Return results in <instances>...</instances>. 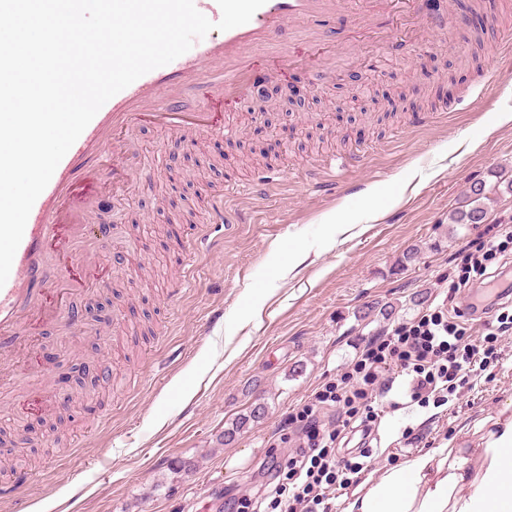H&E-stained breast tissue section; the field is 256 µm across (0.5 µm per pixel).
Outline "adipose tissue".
Segmentation results:
<instances>
[{
    "label": "adipose tissue",
    "instance_id": "1",
    "mask_svg": "<svg viewBox=\"0 0 512 512\" xmlns=\"http://www.w3.org/2000/svg\"><path fill=\"white\" fill-rule=\"evenodd\" d=\"M344 512H512V418L479 448H437L367 478Z\"/></svg>",
    "mask_w": 512,
    "mask_h": 512
}]
</instances>
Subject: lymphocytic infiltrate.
<instances>
[{"mask_svg":"<svg viewBox=\"0 0 512 512\" xmlns=\"http://www.w3.org/2000/svg\"><path fill=\"white\" fill-rule=\"evenodd\" d=\"M512 244V224L498 221L487 225L474 248L464 250L461 272H448V295L456 297L470 288L498 283L500 272L488 262L505 254ZM495 337L473 339L465 323L449 319L442 309L426 310L400 323L391 332L373 337L335 383L311 394L301 409L290 412L284 429L294 432L298 445L286 457L271 456L261 464L265 480L240 502L225 492L224 506L238 512H333L336 491L348 484L349 475L359 473L368 447H361L359 460L341 456L336 442L347 431L360 430L370 436L378 419L374 405L389 393L397 378H405L406 395L413 404H424L437 392L465 382L475 369L499 362L493 347Z\"/></svg>","mask_w":512,"mask_h":512,"instance_id":"lymphocytic-infiltrate-1","label":"lymphocytic infiltrate"}]
</instances>
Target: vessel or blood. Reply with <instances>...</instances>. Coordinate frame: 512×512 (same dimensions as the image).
Returning a JSON list of instances; mask_svg holds the SVG:
<instances>
[{"mask_svg": "<svg viewBox=\"0 0 512 512\" xmlns=\"http://www.w3.org/2000/svg\"><path fill=\"white\" fill-rule=\"evenodd\" d=\"M417 0H354L350 15L356 31L374 36L382 49L395 44L393 29L417 18ZM343 0H266L251 20L200 41L171 63L143 75L97 112L55 169L35 201L9 277L0 287V349L22 351L29 335L56 314L67 297L98 284L102 269L76 266L78 239L111 223L102 206L107 180L129 181L124 165L127 137L152 124L187 143L194 132H220L224 115L218 103L239 99L252 81L257 57L276 35L302 23L309 47L322 40L321 22L333 19ZM204 89L203 101L188 109V88Z\"/></svg>", "mask_w": 512, "mask_h": 512, "instance_id": "obj_1", "label": "vessel or blood"}]
</instances>
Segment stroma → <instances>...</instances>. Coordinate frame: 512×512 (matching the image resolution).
I'll use <instances>...</instances> for the list:
<instances>
[{
    "label": "stroma",
    "instance_id": "stroma-1",
    "mask_svg": "<svg viewBox=\"0 0 512 512\" xmlns=\"http://www.w3.org/2000/svg\"><path fill=\"white\" fill-rule=\"evenodd\" d=\"M469 3L422 7L419 46L371 59L361 98L411 91L392 118L336 114L349 100L346 63L327 68L314 58L291 67L265 53L255 84L296 82L315 92L286 119L294 136L275 162L284 176L267 189L252 188L260 166L243 152L261 150L279 129L246 135L252 95L225 107L232 134H199L177 152L155 126L131 133L125 162L136 181L109 197L118 227L81 246L82 259L108 278L61 307L66 314L99 305L120 318L100 324L96 343L83 321L40 328L0 401V427L65 410L68 434L59 442L48 431L40 447L13 448L23 463L0 475V512H19L22 492L27 504L52 503V512H198L224 488L248 494L269 451L291 448L281 431L289 412L337 379L372 336L442 303L441 276L484 231L448 222L470 184L492 190L488 222L512 217V194L498 188L512 180V121L502 119L512 113V60L493 58L512 34V0H483L482 49L464 63ZM412 112L436 119L410 128ZM234 184L240 191L225 199L222 227L200 243L213 197ZM415 245L419 259L403 263ZM117 279L128 286L115 294ZM386 302L396 308L390 319H358ZM496 346L502 366L472 377L452 402L385 409L370 436L373 458L341 498L414 455L480 447L496 420L512 414V327ZM59 357L102 359L108 374L82 396L77 386L60 387ZM257 403L265 418L224 444L225 429ZM406 430L413 444L402 442ZM180 461L190 470H177Z\"/></svg>",
    "mask_w": 512,
    "mask_h": 512
}]
</instances>
